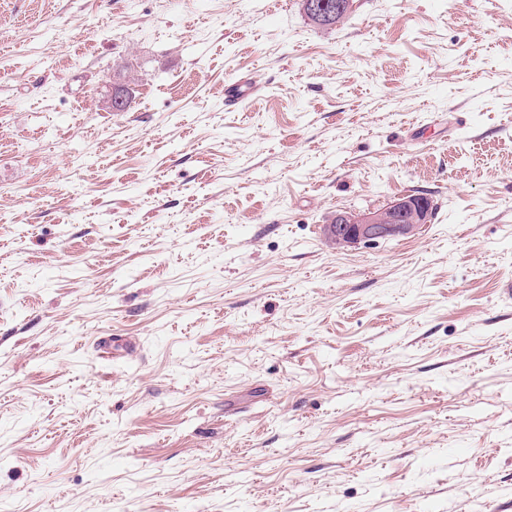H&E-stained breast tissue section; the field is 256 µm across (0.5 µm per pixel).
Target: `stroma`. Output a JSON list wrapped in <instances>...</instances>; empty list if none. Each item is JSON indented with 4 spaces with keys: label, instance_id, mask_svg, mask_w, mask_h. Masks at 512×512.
Wrapping results in <instances>:
<instances>
[{
    "label": "stroma",
    "instance_id": "obj_1",
    "mask_svg": "<svg viewBox=\"0 0 512 512\" xmlns=\"http://www.w3.org/2000/svg\"><path fill=\"white\" fill-rule=\"evenodd\" d=\"M510 282L512 0H0L6 512H512ZM344 3L343 9L342 5H340L339 9H342V11L338 12L336 14V6H338V3H336V0H303L302 1V7L304 12L307 14L309 18H311L312 21L315 23L321 25V26H333L337 23L342 22L352 11L353 7V0H340ZM310 2H326V9L325 11L328 12L327 17H325L323 20H321L314 12L311 11V8L309 6ZM430 198L410 194L374 212L336 215L326 228L328 239L342 249L353 244L372 245L380 240L413 236L421 224L430 222Z\"/></svg>",
    "mask_w": 512,
    "mask_h": 512
}]
</instances>
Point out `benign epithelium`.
Instances as JSON below:
<instances>
[{"mask_svg": "<svg viewBox=\"0 0 512 512\" xmlns=\"http://www.w3.org/2000/svg\"><path fill=\"white\" fill-rule=\"evenodd\" d=\"M432 213L430 198L410 194L374 212L339 213L327 226L326 234L339 249L359 243L372 245L414 235L420 225L430 222Z\"/></svg>", "mask_w": 512, "mask_h": 512, "instance_id": "7a95c632", "label": "benign epithelium"}]
</instances>
